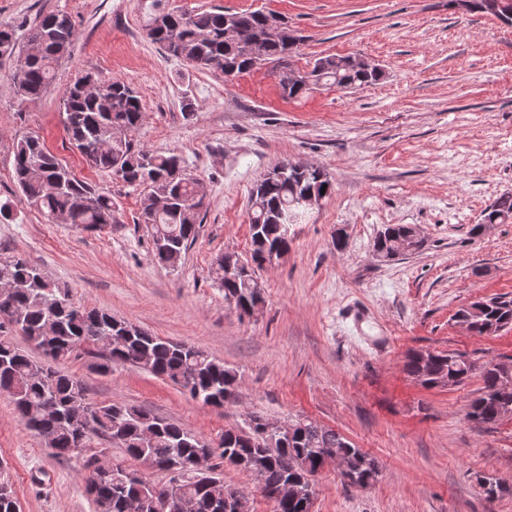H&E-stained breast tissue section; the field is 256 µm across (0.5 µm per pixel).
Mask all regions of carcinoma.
I'll use <instances>...</instances> for the list:
<instances>
[{
  "label": "carcinoma",
  "instance_id": "obj_1",
  "mask_svg": "<svg viewBox=\"0 0 512 512\" xmlns=\"http://www.w3.org/2000/svg\"><path fill=\"white\" fill-rule=\"evenodd\" d=\"M470 10L512 25V0H471ZM237 22L256 38L255 52L247 53L224 37L226 25ZM148 36L167 54L193 66L237 76L252 68L259 56L279 63L278 84L288 97L299 98L320 84L350 89L370 85L382 76L378 69L364 70L346 57H321L307 72V81L294 79L288 44L274 37L261 10L227 14L221 10L185 13L169 11L157 22L150 17ZM76 36L71 17L65 12L44 15L25 35L20 45L13 27L0 25V59L22 55L30 46L23 74H13L17 92L28 99L42 97L54 79L57 62L67 53ZM65 129L72 145L88 164L120 177L132 186L145 185L140 216L153 229L155 260L177 268L196 240L204 201L197 197L200 181L185 172L175 152L154 154L139 145L135 134L145 111L137 92L129 85L87 73L65 89L62 100ZM13 177L27 200L47 220L57 214L68 223L101 229L116 223L112 197L78 178L50 153L40 139L22 135L13 146ZM334 184L323 168L308 165L291 168L279 176L268 171L257 182L250 199L249 234L251 262L248 274L229 280L224 297L236 298L244 308L261 300L255 270L263 267L265 255L286 249L292 242L289 225L301 224L306 216L295 201L305 194L328 196ZM512 220V192L496 198L486 209L482 223L471 229L477 237L482 225ZM407 224H389L378 234L374 248L388 255L398 253V243L408 239ZM18 287L0 302V391L11 398L19 423L29 432L47 438L52 453L60 458L88 460L104 452L97 441L107 440L124 456L110 461L107 471L86 472L85 490L95 512H126L128 501L139 512H172L170 500L178 499L180 512H219L218 500L197 472L201 455L209 453L215 463L213 475L223 478L227 465L250 474L261 491L291 489L274 512H306L315 497L314 477L324 464L326 448H334L350 469L347 484L363 488L379 473V461L356 447L336 430L313 420H290L288 433L261 432L263 416L252 413L247 428L224 430L218 443L203 438L182 425L149 409L122 402L94 403L87 397L82 379L61 373L52 363L90 358V367L107 374L114 365L140 368L162 377L193 401L222 408L236 399V372L204 351L182 342L155 336L111 313L78 304L67 287L51 281L36 265L19 256H0V283ZM467 306L456 317L469 324L476 336L492 328L512 325V298L493 297ZM16 325L25 341L41 351L39 360L3 334L1 319ZM408 377L426 387L460 385L472 371L453 353L418 350L403 364ZM483 387L469 404L466 419L491 427L503 419L502 396L497 391V373L485 366ZM144 468L137 469L133 464ZM179 473L178 484L167 492H156L155 472ZM489 499L512 489L496 480H480ZM18 500L11 485L0 480V512H16Z\"/></svg>",
  "mask_w": 512,
  "mask_h": 512
}]
</instances>
